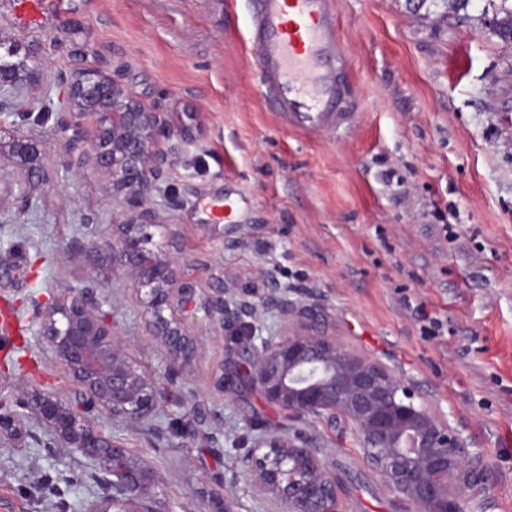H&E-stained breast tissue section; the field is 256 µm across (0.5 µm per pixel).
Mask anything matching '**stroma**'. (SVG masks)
<instances>
[{
    "instance_id": "stroma-1",
    "label": "stroma",
    "mask_w": 512,
    "mask_h": 512,
    "mask_svg": "<svg viewBox=\"0 0 512 512\" xmlns=\"http://www.w3.org/2000/svg\"><path fill=\"white\" fill-rule=\"evenodd\" d=\"M346 52L352 120L308 134L288 128L263 97L246 45L244 0H49L21 25L0 0V44L41 43L40 84L0 111V512H79L102 488L78 478L67 451L24 412L34 388L65 391L64 372L35 345L38 306L72 287L106 296L126 351L163 372L133 285L109 250L124 204L110 179L70 162L57 121L78 72L117 73L162 113L180 148L156 195L162 247L177 225L180 276L254 302L268 288L310 310L311 325L414 383L424 400L488 461L493 512H512V44L493 31L502 0H470L439 19L432 0H333ZM38 144L40 176L16 154ZM32 203L21 208V190ZM236 199L232 224L207 205ZM191 324L205 350L173 389L160 431L107 422L163 482L166 512H198L199 478L227 473L252 439L298 433L328 449L340 512H408L364 462L344 423L297 420L243 379L241 328ZM223 388H216V379ZM224 435L212 444L197 410Z\"/></svg>"
}]
</instances>
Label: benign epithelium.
Instances as JSON below:
<instances>
[{
  "label": "benign epithelium",
  "mask_w": 512,
  "mask_h": 512,
  "mask_svg": "<svg viewBox=\"0 0 512 512\" xmlns=\"http://www.w3.org/2000/svg\"><path fill=\"white\" fill-rule=\"evenodd\" d=\"M36 44L16 42L0 54V106L23 84L41 82L34 68L20 76L11 58L35 60ZM74 114L98 116L94 138L83 145L80 125H67L76 152L74 164L109 172L131 213L117 225L107 246L112 264L133 282L148 333L164 348V372H150L123 348L103 311L106 298L89 288H71L38 313V345L71 379L65 392L36 389L28 408L50 436L47 456L66 448L79 461L80 478L105 488L82 512H166L156 509L161 477L143 457L107 434L98 419L133 425L155 422L161 404H179L163 380L175 381L200 349L188 316L201 311L220 327L249 323V386L267 402L298 419L343 420L360 442L363 459L384 486L411 505V512H488L489 501L474 487L486 481L483 459L468 448L444 417L413 386L377 360L361 357L296 314L288 289L271 288L259 303H237L224 289L199 295L177 280L182 257L179 235L165 227L160 250L145 247L142 228L160 223L151 202L165 180L169 157L161 141L172 139L158 112L149 110L117 78L96 71L77 74L68 84ZM15 151L37 159L32 139L22 136ZM278 315L280 329L258 336V321ZM245 477L256 501L277 512H339L336 477L323 450L298 434H260L236 460L232 479Z\"/></svg>",
  "instance_id": "benign-epithelium-1"
}]
</instances>
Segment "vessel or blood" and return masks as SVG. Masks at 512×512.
<instances>
[{"mask_svg":"<svg viewBox=\"0 0 512 512\" xmlns=\"http://www.w3.org/2000/svg\"><path fill=\"white\" fill-rule=\"evenodd\" d=\"M249 43L258 61L265 101L289 128L316 133L351 119L338 68L332 0H246ZM20 23L39 25L47 0H14Z\"/></svg>","mask_w":512,"mask_h":512,"instance_id":"obj_1","label":"vessel or blood"}]
</instances>
